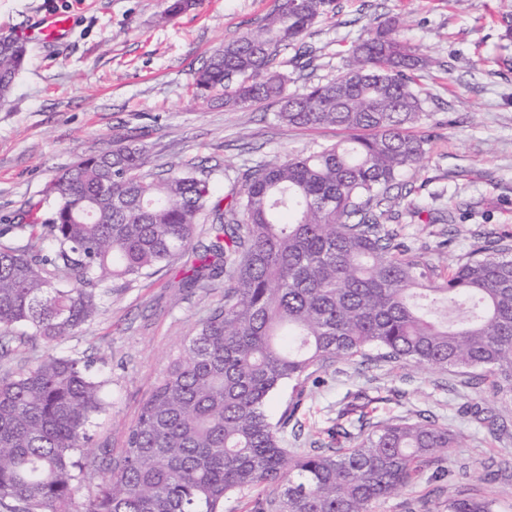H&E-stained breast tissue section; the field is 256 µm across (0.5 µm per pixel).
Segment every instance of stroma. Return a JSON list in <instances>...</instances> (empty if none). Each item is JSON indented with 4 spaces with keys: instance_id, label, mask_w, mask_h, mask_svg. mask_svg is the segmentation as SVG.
<instances>
[{
    "instance_id": "35a3bbf8",
    "label": "stroma",
    "mask_w": 512,
    "mask_h": 512,
    "mask_svg": "<svg viewBox=\"0 0 512 512\" xmlns=\"http://www.w3.org/2000/svg\"><path fill=\"white\" fill-rule=\"evenodd\" d=\"M167 5L0 0V33L24 34L43 9L75 19L64 45L29 43L14 88L0 102V225L29 222L59 172L130 131L146 147V169L197 167L209 172L220 198L241 188L242 173L257 163L344 139L339 129L277 122L272 102L229 109L197 94V69L225 41L257 30L273 0H198L172 18ZM510 13L512 0H336L334 14L310 36L320 50L314 69L292 74L299 86L338 77L366 28L392 16L401 19L402 36L431 58L415 74L425 104L410 129L428 137L427 153L390 197L404 245L433 259L453 264L480 246L512 248V42L501 24ZM414 204L453 211L456 220H418L409 213ZM174 275L170 269L129 286L114 282L103 314L60 347L90 359L106 382L107 408L90 427L83 458L82 496L96 493L100 473L120 457L126 429L170 355L224 300L223 284L182 289ZM318 375L280 432L289 451L335 446L333 427L358 430L360 405L369 424L428 419L461 439L448 451L444 476L423 473L375 512H432L467 484L470 470L490 465L497 478L475 490L495 501L496 512H512V409L478 371L423 370L371 350ZM489 415L503 419L506 432L481 426Z\"/></svg>"
}]
</instances>
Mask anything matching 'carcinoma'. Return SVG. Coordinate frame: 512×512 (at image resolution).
Here are the masks:
<instances>
[{"mask_svg":"<svg viewBox=\"0 0 512 512\" xmlns=\"http://www.w3.org/2000/svg\"><path fill=\"white\" fill-rule=\"evenodd\" d=\"M275 0L256 34L224 42L195 73L224 106L278 103L279 122L333 127L347 137L243 174L213 201L193 168L145 172L129 133L75 162L47 187V208L0 228V350L18 327L47 348L101 313L115 280L148 277L183 258L180 288L224 279V304L194 335L126 431L118 465L80 512H224L252 492L251 512H374L459 446L448 428L389 422L349 448L293 454L266 412L283 383L303 392L335 360L375 348L420 366L481 370L512 405V255L475 249L448 275L390 227L387 191L426 153L409 134L424 100L414 72L428 66L397 36L400 21L366 29L342 75L288 90L277 59L307 67L305 38L336 0ZM0 34V100L27 57ZM475 299L477 316L435 317L434 306ZM89 362L49 352L0 376V512H72L84 476L78 456L106 408ZM468 489L448 512H493Z\"/></svg>","mask_w":512,"mask_h":512,"instance_id":"cac0c4a2","label":"carcinoma"}]
</instances>
